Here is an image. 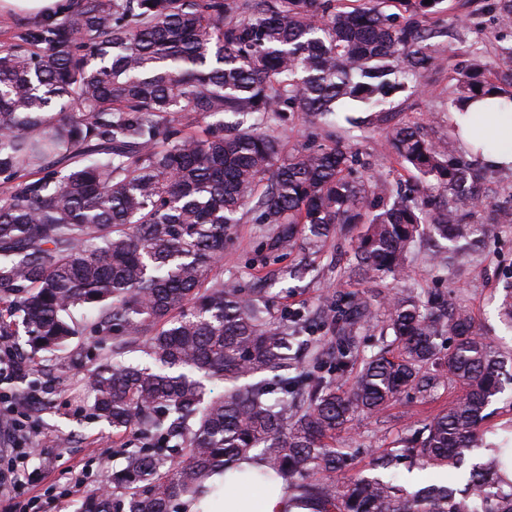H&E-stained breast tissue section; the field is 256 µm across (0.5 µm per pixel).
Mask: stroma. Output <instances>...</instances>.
I'll list each match as a JSON object with an SVG mask.
<instances>
[{"label": "stroma", "instance_id": "obj_1", "mask_svg": "<svg viewBox=\"0 0 512 512\" xmlns=\"http://www.w3.org/2000/svg\"><path fill=\"white\" fill-rule=\"evenodd\" d=\"M488 3L489 0H443L431 38L440 54L438 66L425 74L417 87L394 93L385 111L373 112L357 102L341 104L340 112L364 118L362 127L344 122L329 127L296 113L273 122L285 150H301L333 137L357 153L355 175L393 188L413 185L414 176L395 155L384 150L385 134L394 124L410 121L420 123L433 141H452L448 117L456 73L473 53L493 61L500 47L512 44V28L498 24ZM483 184L484 201L474 218L481 246L477 252L464 256L458 266L445 267L426 247L417 246L411 250L400 275L360 281L345 273L351 241L343 237L334 238L320 255L295 252L278 261L268 250L275 225L256 223L248 214L234 226L224 244L222 276L245 288L259 289L274 283L277 295L272 313L277 317L289 312L314 315L320 300L335 292L394 289L423 297L429 291L442 290L469 310L478 327L488 333L493 347L512 350V332L500 319L503 297L512 287V224L492 221L496 206L512 200V171H484ZM291 266L302 268V276L284 277V270ZM112 342V337L95 335L89 321H79L77 335L66 346L42 353L39 367L25 381L7 384L8 392L20 391L36 399L34 408L15 414L30 436H57L63 438L64 444L38 448L16 492L0 497V512H74L80 497L67 492L72 468L83 469L88 476L87 486H99L104 482L106 466H122L127 451L141 446L138 437L113 434L111 427L89 415L84 391L86 373L109 354ZM447 402L448 393L441 390L425 403L404 399L377 416L356 417L352 430L337 434L336 445L358 449L356 468L369 470L383 449L405 435L410 422L431 417Z\"/></svg>", "mask_w": 512, "mask_h": 512}]
</instances>
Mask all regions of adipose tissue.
I'll return each instance as SVG.
<instances>
[{"mask_svg": "<svg viewBox=\"0 0 512 512\" xmlns=\"http://www.w3.org/2000/svg\"><path fill=\"white\" fill-rule=\"evenodd\" d=\"M453 124L459 132L464 149L478 146L482 140L492 139L498 144L496 151L482 154L480 163L491 169H512V113L483 112L472 120L462 115H454ZM187 512H296L279 485H272L262 495L255 496L236 492L225 499L222 506L204 503L202 509L188 507Z\"/></svg>", "mask_w": 512, "mask_h": 512, "instance_id": "ef3b65f1", "label": "adipose tissue"}]
</instances>
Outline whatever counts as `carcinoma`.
<instances>
[{
	"mask_svg": "<svg viewBox=\"0 0 512 512\" xmlns=\"http://www.w3.org/2000/svg\"><path fill=\"white\" fill-rule=\"evenodd\" d=\"M336 2L71 0L13 22L0 42V351L21 331L34 355L66 345L76 310L100 336L140 339L152 365L90 369L91 409L115 433H150L178 454L132 451L77 512H176L249 458L261 465L250 487L279 480L308 512H512V447L467 455L512 382V352L494 349L466 308L439 294L325 296L321 319L349 344L311 372L292 354L311 326L275 321L264 298L216 276L250 211L277 225L276 252L320 253L337 230L359 228L364 280L397 276L423 224L448 241L450 262L458 240L477 245L462 216L480 201V169L451 162L412 123L385 139L418 193L352 178L354 155L334 140L284 153L272 119L334 125L337 104L381 109L438 63L421 20L442 0ZM494 10L512 27V0ZM501 53L494 76L480 57L457 72L452 107L492 96L490 111L512 112V46ZM381 308L392 340L361 360L350 341ZM212 380L222 394H207ZM272 384L282 399L268 398ZM448 386L459 389L448 405L376 458L385 477L350 471L330 444L361 413ZM402 463L465 488L411 491Z\"/></svg>",
	"mask_w": 512,
	"mask_h": 512,
	"instance_id": "obj_1",
	"label": "carcinoma"
}]
</instances>
